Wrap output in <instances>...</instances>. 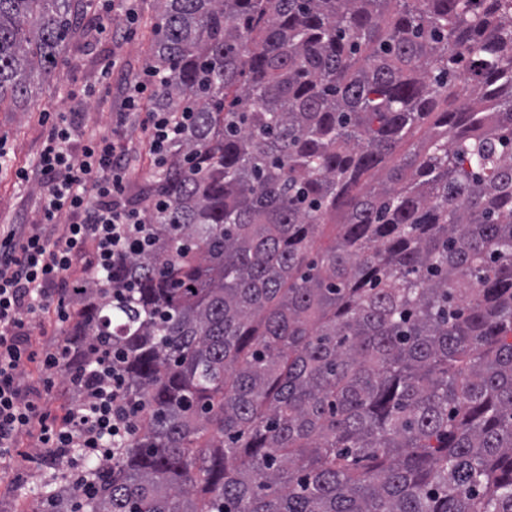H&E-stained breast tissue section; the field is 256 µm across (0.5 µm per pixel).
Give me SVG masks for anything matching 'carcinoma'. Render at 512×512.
<instances>
[{
	"instance_id": "carcinoma-1",
	"label": "carcinoma",
	"mask_w": 512,
	"mask_h": 512,
	"mask_svg": "<svg viewBox=\"0 0 512 512\" xmlns=\"http://www.w3.org/2000/svg\"><path fill=\"white\" fill-rule=\"evenodd\" d=\"M85 2L0 0V110ZM152 33L188 121L149 246L62 325L145 406L84 512H512V0H157Z\"/></svg>"
}]
</instances>
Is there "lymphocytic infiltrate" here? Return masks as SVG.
<instances>
[{"label":"lymphocytic infiltrate","mask_w":512,"mask_h":512,"mask_svg":"<svg viewBox=\"0 0 512 512\" xmlns=\"http://www.w3.org/2000/svg\"><path fill=\"white\" fill-rule=\"evenodd\" d=\"M163 81L150 65L124 74L122 100L105 132H86L74 118L57 114L35 166L16 173L39 188L38 224L0 225V466L22 456L23 435H36L40 455L58 459L85 497L91 488L86 464L114 458L136 435L143 409L126 398L123 376L100 358L81 373V401L51 412L44 397L66 367V345L60 338L36 341L32 322L64 320L75 264L88 278L100 277L133 242L147 239L149 226L126 195L141 147H148L159 170L180 134L166 113L142 106ZM132 125L140 131L135 141L124 134ZM31 366L41 376V390H30L22 379Z\"/></svg>","instance_id":"f902f5d3"}]
</instances>
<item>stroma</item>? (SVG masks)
Listing matches in <instances>:
<instances>
[{
  "label": "stroma",
  "instance_id": "stroma-1",
  "mask_svg": "<svg viewBox=\"0 0 512 512\" xmlns=\"http://www.w3.org/2000/svg\"><path fill=\"white\" fill-rule=\"evenodd\" d=\"M155 0H141L139 16L127 39H112L100 32L84 54L65 51L52 76L39 89L32 111L0 112V137L5 138L11 162L0 169V225L38 221L36 187L22 185L16 169L32 167L48 127L45 113L72 112L85 130L109 127L110 113L120 101V78L106 69L141 68L151 63V26Z\"/></svg>",
  "mask_w": 512,
  "mask_h": 512
}]
</instances>
